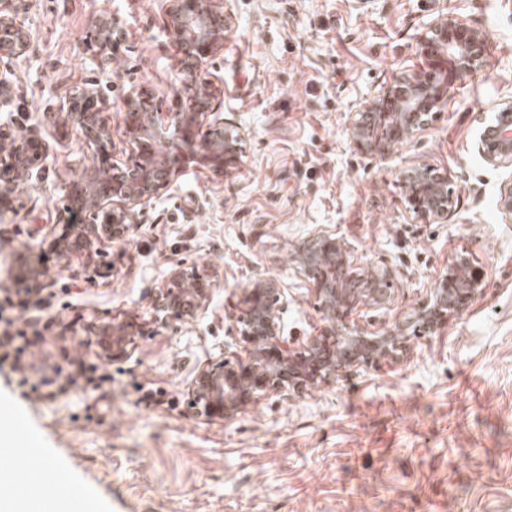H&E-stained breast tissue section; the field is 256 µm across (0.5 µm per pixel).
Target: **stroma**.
<instances>
[{"label": "stroma", "instance_id": "35a3bbf8", "mask_svg": "<svg viewBox=\"0 0 512 512\" xmlns=\"http://www.w3.org/2000/svg\"><path fill=\"white\" fill-rule=\"evenodd\" d=\"M163 5L30 0L16 16L31 47L13 67L0 130L35 126L50 145L40 178L0 213V301L27 299L48 340L31 375L51 380L50 395L23 396L0 370V462L20 469L31 442L49 465L31 512H512V219L496 208L512 168H490L472 148L479 118L512 96V0H228L231 29L211 71L223 116L242 134L232 175L190 167L94 262L56 261L45 235L70 223L66 187L93 156L51 113L70 91L107 85L111 148L126 161L128 92L146 88L177 107ZM105 10L125 29L106 70L86 50ZM447 11L484 31L483 68L449 87L413 143L361 155L352 113L415 62L428 23ZM419 163L451 171L449 223H412L399 173ZM322 225L362 263L394 269L393 309L364 316L374 326L412 314L459 250L487 288L399 362L262 397L231 418L195 416L197 372L246 355L230 314L257 277L289 286V336L316 334L315 299L290 258ZM26 259L47 269L40 290L18 276ZM180 262L217 270L221 285L196 321L162 326L151 294ZM127 314L143 336L122 358H98L87 322ZM74 356L104 375L100 387L66 381ZM149 388L166 403L140 404Z\"/></svg>", "mask_w": 512, "mask_h": 512}]
</instances>
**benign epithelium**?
<instances>
[{
	"label": "benign epithelium",
	"instance_id": "obj_1",
	"mask_svg": "<svg viewBox=\"0 0 512 512\" xmlns=\"http://www.w3.org/2000/svg\"><path fill=\"white\" fill-rule=\"evenodd\" d=\"M96 36L87 51L104 65L125 40L123 28L109 13L94 20ZM231 17L224 0H165L163 31L177 56L187 61L188 76L176 91L177 111L162 109L151 93L132 92L123 102L134 163L121 167L110 151L105 115L112 108L107 91L93 84L82 91L81 109L72 98L54 112L57 126L82 131L93 149V167L73 180L67 195L86 199L73 209V221L53 232L49 251L60 261L77 254L92 259L95 243L125 237L141 210L193 164L216 175L234 167L241 137L237 126L216 116V86L209 66L224 50ZM0 60H17L31 46L18 32L9 0H0ZM417 62L394 83L379 90L352 116L350 136L357 150L371 158L385 157L396 144L413 142L428 126L431 112L447 102L448 84L473 73L485 62V35L457 14L440 13L419 44ZM0 210L5 201L49 154V144L34 128L19 136L0 135ZM474 148L493 167L512 166V97L480 120ZM446 168L412 165L400 173L407 209L415 222L445 224L454 212ZM294 272L311 286L322 327L300 346L284 336L283 310L288 289L275 276L255 280L234 319L247 343L245 359H223L201 368L191 390V409L198 417L230 418L250 402L270 393L302 394L327 384L341 372L374 361H398L411 338L435 333L467 311L487 284L469 258L457 255L448 263L429 297L413 316L380 331L361 324L367 308L385 309L393 302V269L378 266L355 274L357 264L348 242L335 231L311 232L292 260ZM221 279L212 270L176 265L152 299L153 320L192 322ZM142 335L139 318L126 316L102 324L96 336L111 359L126 354Z\"/></svg>",
	"mask_w": 512,
	"mask_h": 512
}]
</instances>
